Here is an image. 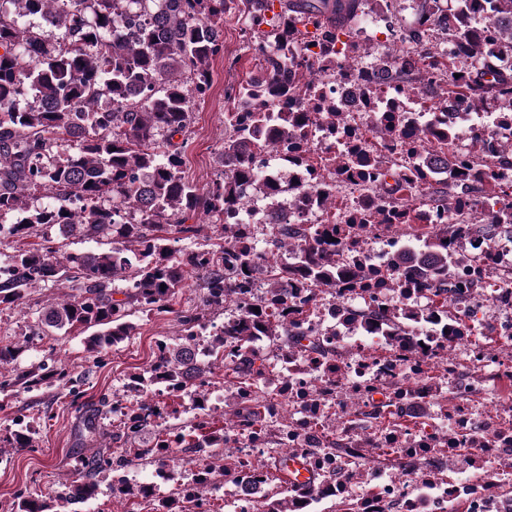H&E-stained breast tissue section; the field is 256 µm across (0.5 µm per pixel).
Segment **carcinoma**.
I'll list each match as a JSON object with an SVG mask.
<instances>
[{
	"label": "carcinoma",
	"mask_w": 512,
	"mask_h": 512,
	"mask_svg": "<svg viewBox=\"0 0 512 512\" xmlns=\"http://www.w3.org/2000/svg\"><path fill=\"white\" fill-rule=\"evenodd\" d=\"M149 16H127L118 0H0V219L16 221L4 228L10 236H30L45 228L56 239L109 241V247L88 252H60L45 245L19 249L0 262V311L24 304L30 289L66 282L70 292L43 304L30 329L32 336L88 333L86 349L99 353L131 336L133 312L162 313L185 280L201 275L205 307L233 305V319L208 334L206 359L194 360L199 343V314L184 311L179 342L161 341L146 385H160L191 397L201 413L208 398L199 392L217 365L235 379L231 429L258 437L270 427L276 406L263 386L264 357L255 347L266 337L291 353L308 352L328 360L336 345L324 334L308 336L299 325L317 308L322 293L341 288L353 292L374 277L366 266L349 261L343 245L356 248L371 226H384L406 239L408 247L387 264L388 287H409L426 297L427 305L396 309L377 303L350 317L352 327L368 332L379 321L390 330L384 353L388 360L404 355L419 362L406 340L405 327L434 325L448 319V279L455 268L467 277L453 287L481 288L470 278L478 261L492 257V244L476 257L456 249L458 213L470 211L469 223L512 225V138L498 145L476 135L466 154L454 148L450 127L443 123L410 127L407 105L420 98L421 86L433 77L446 104L452 99L469 112L494 110L512 118V64H484L488 46L512 58V0H411L412 21L403 26L404 45L372 54L355 39L360 18L384 7L401 22V0H280L281 12L268 16L267 0H241L244 21L257 35L259 75L241 84L233 110L225 113L222 170L201 194L183 171L184 143L191 124V103L211 86L210 65L224 55V14L228 0H152ZM454 9L455 58L448 60L435 30L443 6ZM354 90L368 110L378 103L367 69L397 66L398 96L386 116L375 119L358 135L322 157L311 151L313 131L325 123L335 129L350 125L345 113L328 107L305 108L321 78L336 69V44ZM399 149L383 165L386 143ZM286 149L293 160L321 182L357 179L365 184L359 214L347 207L329 214L321 224H299L256 242L252 225L224 223V216L244 209V190L270 196L276 187L254 166L253 155ZM436 165L456 182L476 183L485 199L500 205L491 213L479 201L452 192L446 182H431L425 170ZM433 201L444 202L443 224H424ZM204 215L221 226L219 242L198 244ZM164 228L167 235L156 234ZM191 246L177 248L178 242ZM270 267L262 296H253V271L258 260ZM260 312H254V308ZM21 348L0 344V392L19 386L40 388L41 368L16 376L1 371ZM404 388L394 385L385 396L379 419L402 423L399 403ZM71 405L82 413L86 437L100 430L99 414L106 402L90 405L75 394ZM159 409L140 402L123 413L109 439L133 445ZM323 438L304 455L314 464L318 454L336 459L343 475L363 479L359 462L374 447L370 436L360 446L336 440L317 422ZM7 441L14 448L35 443L21 419L12 421ZM194 424L197 434L170 431L154 445L135 449L134 456L114 455L107 445L82 460L84 475L68 488L63 503L88 501L98 493L97 474L124 470L138 461L167 465L166 449L184 448L209 462L196 483L204 489L211 474L236 473L238 457L224 453L217 467L211 448L224 443ZM264 478L256 512H304L297 492L275 484L270 469L258 466ZM49 505L19 494L17 512H47Z\"/></svg>",
	"instance_id": "cac0c4a2"
}]
</instances>
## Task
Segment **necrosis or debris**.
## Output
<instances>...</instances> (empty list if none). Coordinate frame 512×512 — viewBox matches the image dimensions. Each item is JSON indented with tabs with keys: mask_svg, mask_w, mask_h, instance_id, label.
<instances>
[{
	"mask_svg": "<svg viewBox=\"0 0 512 512\" xmlns=\"http://www.w3.org/2000/svg\"><path fill=\"white\" fill-rule=\"evenodd\" d=\"M436 119L454 129L460 145L474 133L496 144L506 130L505 119L494 112L481 114L477 119L461 109L436 116L416 111L411 114L415 124H429ZM255 163L276 187L273 199L251 200L244 215L256 232L271 233L279 224L321 222L322 212L314 203L320 186L298 164H275L265 155L256 157ZM488 231L496 238L498 247L492 261L483 264L482 275L501 283L511 281L512 227L492 224ZM403 246L399 237L379 226L368 233L361 251L350 250L346 256L378 269L387 254ZM448 308L464 319L469 332L453 341L459 358L444 376L451 398L444 427L427 426L407 436L398 430L380 435V447L395 446L400 450L403 469L397 476H387L365 460L361 467L367 481L356 484L335 475L333 467H325L322 499L333 503L344 498L354 500L359 512H450L460 502L466 504L469 512H512V501L498 491L499 486L512 484V428L505 426L500 416L480 411L477 406L478 398L486 390L480 373L495 364L492 349L481 343L480 338L491 334L497 336L500 344H512V292L501 290L491 294L465 289L452 296ZM303 329L311 336L324 330L335 331L336 344L345 354L333 362L308 359L299 366L280 370L272 389L290 410L296 411L299 422H306L310 412L317 409L311 395L316 385L335 388L334 407L340 413L349 402L363 401L369 385L379 388L393 381L424 393L429 390L424 368L413 369L399 360L383 362L375 358V349L387 335L384 326H377L368 334L349 333L344 310L335 298L320 301L315 316L304 323ZM228 437L239 448L243 461L231 483L234 512H255V461L265 444L233 431ZM436 440L444 444L443 452L430 451V444ZM452 459L463 461L465 476L449 483L424 480L426 471H447Z\"/></svg>",
	"mask_w": 512,
	"mask_h": 512,
	"instance_id": "obj_1",
	"label": "necrosis or debris"
}]
</instances>
